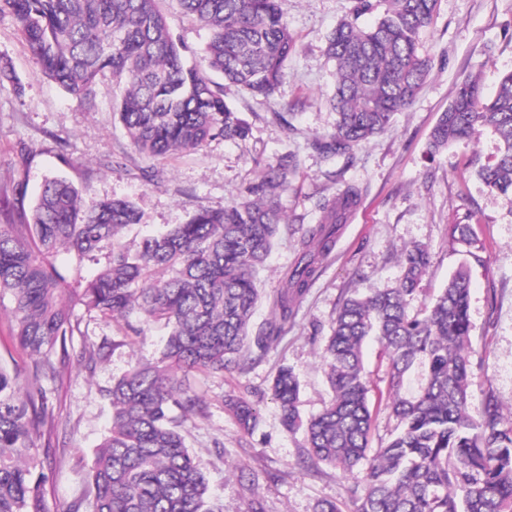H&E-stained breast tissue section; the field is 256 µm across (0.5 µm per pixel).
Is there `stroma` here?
<instances>
[{
    "instance_id": "1",
    "label": "stroma",
    "mask_w": 512,
    "mask_h": 512,
    "mask_svg": "<svg viewBox=\"0 0 512 512\" xmlns=\"http://www.w3.org/2000/svg\"><path fill=\"white\" fill-rule=\"evenodd\" d=\"M279 5L298 43L280 92L264 98L231 84L224 87L225 101L247 120L250 135L163 159L143 157L130 146L113 115L120 91L111 75L99 79L95 106L87 108L42 75L12 16L1 14L0 56L9 59L19 84L0 88V188L23 181L31 202L45 179L63 176L80 188L85 209L106 198L129 199L140 222L125 229L117 242L133 250L144 234L187 223L199 210L231 205L256 179L260 166L296 155L292 189L282 198L288 221L258 273L261 299L251 321L256 330L272 319L273 295L296 260L304 230L319 219L320 196L348 183L363 187L360 204L338 232L284 338L244 373L191 374L190 385L204 400L206 414L181 426L224 512H249L256 494L267 512H315L324 500L353 512L348 489L360 481L361 471L303 467L304 435L284 429L270 387L279 368L289 367L300 383L302 417L323 410L331 391L320 353L336 310L352 292L394 286L404 246L425 245L430 255L412 307L416 313L424 311L460 265H468L470 402L477 408L486 394H494L512 422V196L490 192L473 165L492 158L499 141L485 131L434 156L427 147L433 126L465 76L479 74L490 94L500 77L512 71V0H439L434 24L420 35L423 50L433 59L425 86L410 108L396 114L391 128L355 150L349 162L324 159L310 142L336 122L327 102L332 79L325 38L349 15L352 0H280ZM157 6L176 39L200 51L208 33L178 0H158ZM279 112L286 113V122L276 120ZM148 170L153 179L145 178ZM453 224L472 225L482 249L471 252L451 242ZM9 306V301L0 302V363L23 380L30 359L10 332ZM73 326L68 357L57 358L55 376L44 382L53 420L35 448L47 476L42 512H67L85 492L95 447L110 427L106 390L132 366L155 362L168 334L161 323L135 317L113 321L80 308L74 311ZM85 349L97 350V357L79 359ZM363 361L375 404L370 445L376 448L398 427L383 395L389 361L375 342L366 346ZM239 397L258 411V424L249 434L227 408L229 400ZM243 469L258 475L256 486L240 480Z\"/></svg>"
}]
</instances>
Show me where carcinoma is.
Wrapping results in <instances>:
<instances>
[{"label":"carcinoma","instance_id":"carcinoma-1","mask_svg":"<svg viewBox=\"0 0 512 512\" xmlns=\"http://www.w3.org/2000/svg\"><path fill=\"white\" fill-rule=\"evenodd\" d=\"M439 0H382L371 27L359 18L374 0H353L349 18L325 40L332 64V132L312 147L327 158L353 154L387 132L396 113L415 101L432 70L419 35ZM208 31L202 52L187 64L155 0H0L36 57L41 73L83 102L108 72L121 88L116 107L132 148L163 158L196 151L213 140H243L249 123L224 101V85L270 97L284 84L297 40L279 0H180ZM497 135L493 159L477 165L490 190L512 195V72L495 96L483 99L479 78L464 77L429 138L434 155L480 129ZM297 163L284 156L261 170L233 205L202 209L185 224L146 237L135 253L112 249L92 280L54 263L64 250L90 258L124 228L140 223L127 199L81 207V191L66 178L47 180L30 208L26 187L3 189L0 211V298L9 297L13 333L34 358L25 383L0 365V512H39L45 474L33 454L47 419L42 380L67 352L72 311L119 320L137 315L169 328L159 360L136 365L106 391L112 427L97 445L88 474L93 512H222L208 479L186 447L181 420L205 414L204 401L184 384L190 373H242L288 332L299 301L336 241V228L358 205L363 189L347 185L318 201L319 221L305 230L298 257L274 300V319L257 334L251 316L259 300L255 272L285 223L281 198ZM450 240L481 243L469 224H453ZM402 278L393 288L343 299L321 352L332 397L315 417L299 411V383L281 368L271 385L284 428L306 438L305 462L342 472L366 465L349 489L354 512H512V426L497 398L469 406L470 274L460 266L422 315L412 316L429 266L426 247L399 255ZM374 338L390 359L388 397L401 430L370 450L373 410L363 347ZM248 433L258 415L245 398L230 403Z\"/></svg>","mask_w":512,"mask_h":512}]
</instances>
